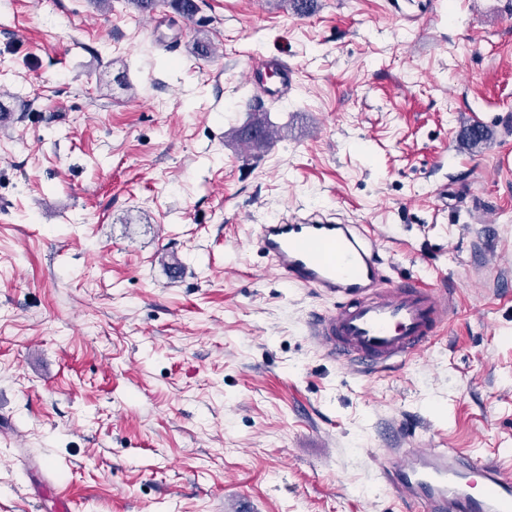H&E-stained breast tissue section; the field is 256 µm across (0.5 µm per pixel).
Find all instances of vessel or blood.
<instances>
[{
	"instance_id": "obj_1",
	"label": "vessel or blood",
	"mask_w": 512,
	"mask_h": 512,
	"mask_svg": "<svg viewBox=\"0 0 512 512\" xmlns=\"http://www.w3.org/2000/svg\"><path fill=\"white\" fill-rule=\"evenodd\" d=\"M249 79L271 72L262 92L285 97L292 72L255 58ZM271 267L292 285L334 299L332 311L311 317L307 333L326 358L361 375L405 363L445 327L446 290L425 280L389 282L383 245L368 224H341L334 215L273 217L255 235ZM390 489L414 512H512V474L451 448H406L382 471Z\"/></svg>"
}]
</instances>
